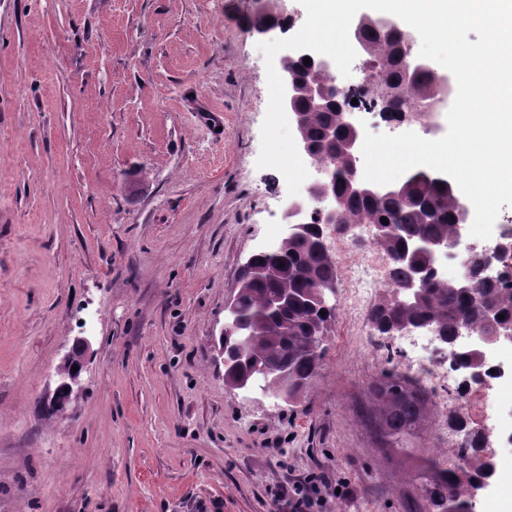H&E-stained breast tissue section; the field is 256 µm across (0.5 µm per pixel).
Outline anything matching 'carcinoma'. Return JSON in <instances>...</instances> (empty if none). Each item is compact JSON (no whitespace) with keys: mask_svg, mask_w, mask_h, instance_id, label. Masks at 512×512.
Returning a JSON list of instances; mask_svg holds the SVG:
<instances>
[{"mask_svg":"<svg viewBox=\"0 0 512 512\" xmlns=\"http://www.w3.org/2000/svg\"><path fill=\"white\" fill-rule=\"evenodd\" d=\"M405 32L406 27L397 22L387 24L375 19L365 21L357 31L368 55L383 58L393 48L399 53L388 72V81L401 86L400 97L395 101L398 111L416 106L439 87V74L434 68L420 67L405 59ZM293 110L304 116L310 155L336 171L330 192L338 200L340 223L379 225L381 218H387L384 234L376 243L391 259L389 294L368 313L369 325L376 335L396 336L408 326L425 324L451 342L467 323L475 333L486 336L490 328L483 324L481 309L487 303L495 304L504 319L512 321V282L476 276L483 263L479 255L470 258L474 276L471 292L460 293L455 282L429 274L419 298L405 304L395 302L394 294L410 281L415 267L426 269L430 264L422 254L405 258L412 243L421 239L446 242L451 237L459 201L453 186L445 182L440 187L427 173L417 171L400 180L405 185L401 194H356L346 177L348 160L340 153L349 131L336 123V149L324 144V130L334 108L316 111L306 96L300 95ZM322 229V225L312 224L308 232L280 244L274 253L255 254L239 285V313L250 324L253 335L236 373H249L257 364H282L287 373L281 386L288 391L290 400L306 392L320 375L326 347L320 348L316 342L327 341L335 319V308L317 300L318 290L337 282L336 261L321 235ZM274 264L281 266L279 280L267 276ZM283 288L290 291L294 300L285 309L269 310V297ZM373 391L378 427L390 443L401 446L425 430L429 421L427 397L407 376L394 367L385 369ZM448 428L463 434L465 441L460 444L455 461L432 460L420 472L427 512H472V484L490 478L481 456L482 439L461 416L449 418Z\"/></svg>","mask_w":512,"mask_h":512,"instance_id":"1","label":"carcinoma"}]
</instances>
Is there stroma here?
I'll list each match as a JSON object with an SVG mask.
<instances>
[{
    "instance_id": "1",
    "label": "stroma",
    "mask_w": 512,
    "mask_h": 512,
    "mask_svg": "<svg viewBox=\"0 0 512 512\" xmlns=\"http://www.w3.org/2000/svg\"><path fill=\"white\" fill-rule=\"evenodd\" d=\"M256 0H0V512H277L309 473L322 512H425L422 459L448 417L512 472V359L430 404L391 447L371 420L402 337L336 308L297 401L229 389L214 346L239 270L282 232V174L258 168L269 93ZM66 420L43 403L79 337Z\"/></svg>"
}]
</instances>
